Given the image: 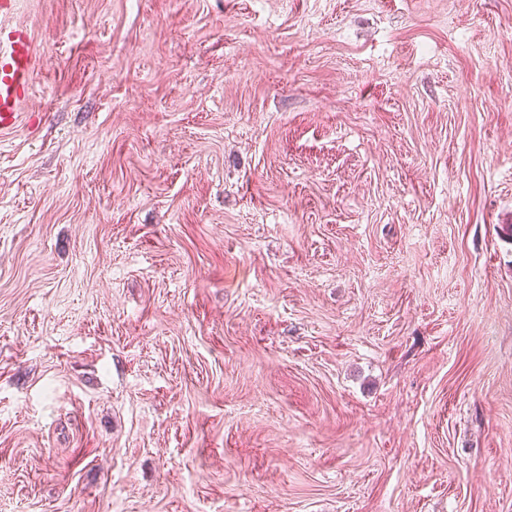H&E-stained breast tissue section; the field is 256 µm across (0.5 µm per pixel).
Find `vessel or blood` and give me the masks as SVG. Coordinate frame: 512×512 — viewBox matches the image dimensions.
<instances>
[{
	"label": "vessel or blood",
	"instance_id": "1",
	"mask_svg": "<svg viewBox=\"0 0 512 512\" xmlns=\"http://www.w3.org/2000/svg\"><path fill=\"white\" fill-rule=\"evenodd\" d=\"M34 46L20 27H0V129L13 127L36 73Z\"/></svg>",
	"mask_w": 512,
	"mask_h": 512
}]
</instances>
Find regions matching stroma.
Listing matches in <instances>:
<instances>
[{
    "mask_svg": "<svg viewBox=\"0 0 512 512\" xmlns=\"http://www.w3.org/2000/svg\"><path fill=\"white\" fill-rule=\"evenodd\" d=\"M0 24V512H512V0ZM34 46L22 27H0V129L13 127L36 73Z\"/></svg>",
    "mask_w": 512,
    "mask_h": 512,
    "instance_id": "stroma-1",
    "label": "stroma"
}]
</instances>
